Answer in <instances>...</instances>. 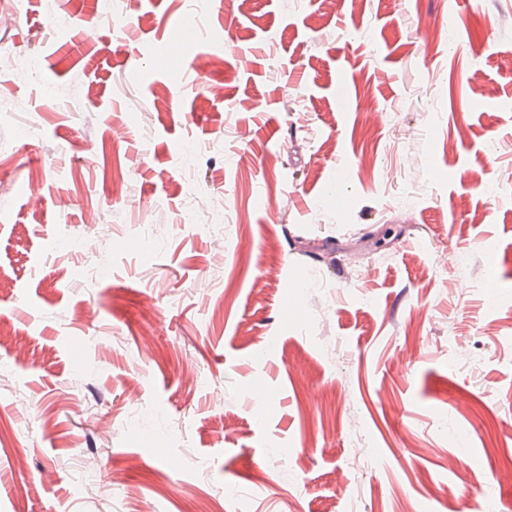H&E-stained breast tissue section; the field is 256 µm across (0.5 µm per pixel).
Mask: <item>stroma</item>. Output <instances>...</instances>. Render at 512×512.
Masks as SVG:
<instances>
[{
	"label": "stroma",
	"instance_id": "1",
	"mask_svg": "<svg viewBox=\"0 0 512 512\" xmlns=\"http://www.w3.org/2000/svg\"><path fill=\"white\" fill-rule=\"evenodd\" d=\"M1 51L0 512H512V0H0Z\"/></svg>",
	"mask_w": 512,
	"mask_h": 512
}]
</instances>
